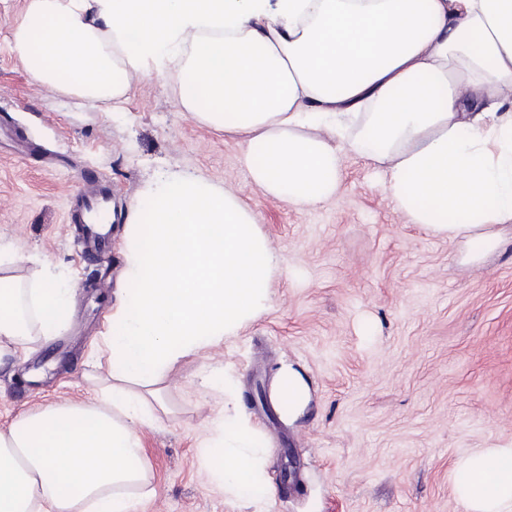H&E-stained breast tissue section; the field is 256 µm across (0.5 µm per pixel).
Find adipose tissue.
<instances>
[{
    "mask_svg": "<svg viewBox=\"0 0 512 512\" xmlns=\"http://www.w3.org/2000/svg\"><path fill=\"white\" fill-rule=\"evenodd\" d=\"M8 49L92 104L181 58L182 110L240 136L252 184L294 206L336 198L355 154L410 223L463 241L464 262L512 229V0H25ZM147 200L127 226L99 395L0 430V512H137L155 493L138 429L166 372L266 307L280 261L236 193L179 176ZM30 299L27 321L0 278V353L55 336L73 291L48 276ZM272 396L297 417L304 376L281 367ZM199 457L234 496L272 497L260 432L238 416L212 421ZM452 480L465 512H512V447L467 454Z\"/></svg>",
    "mask_w": 512,
    "mask_h": 512,
    "instance_id": "obj_1",
    "label": "adipose tissue"
}]
</instances>
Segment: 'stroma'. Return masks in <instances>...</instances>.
Returning a JSON list of instances; mask_svg holds the SVG:
<instances>
[{
    "label": "stroma",
    "mask_w": 512,
    "mask_h": 512,
    "mask_svg": "<svg viewBox=\"0 0 512 512\" xmlns=\"http://www.w3.org/2000/svg\"><path fill=\"white\" fill-rule=\"evenodd\" d=\"M24 7L0 0V239L16 256L0 274L27 290L53 273L75 304L58 336L24 341L0 364V429L96 398L130 208L162 176L190 174L239 195L280 269L265 312L166 373V410L140 429L156 494L139 512H465L456 461L512 447V245L463 263V245L409 223L378 168L357 155L336 199L301 209L267 196L237 140L181 111L176 75L138 81L123 102L96 107L40 86L5 48ZM89 172L112 186V254L102 263L68 221ZM284 362L311 391L293 421L250 401ZM226 372L267 440L274 493L262 503L200 471V442L225 402L205 379Z\"/></svg>",
    "instance_id": "35a3bbf8"
}]
</instances>
